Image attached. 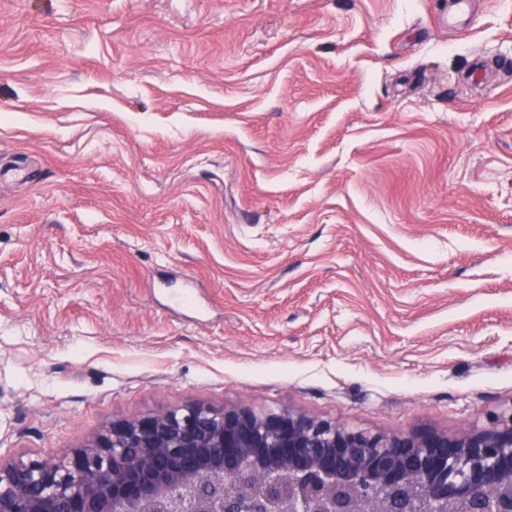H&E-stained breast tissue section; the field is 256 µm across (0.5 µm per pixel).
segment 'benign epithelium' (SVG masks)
I'll list each match as a JSON object with an SVG mask.
<instances>
[{
  "label": "benign epithelium",
  "instance_id": "1",
  "mask_svg": "<svg viewBox=\"0 0 512 512\" xmlns=\"http://www.w3.org/2000/svg\"><path fill=\"white\" fill-rule=\"evenodd\" d=\"M0 512H512V402L448 435L193 404L0 456Z\"/></svg>",
  "mask_w": 512,
  "mask_h": 512
}]
</instances>
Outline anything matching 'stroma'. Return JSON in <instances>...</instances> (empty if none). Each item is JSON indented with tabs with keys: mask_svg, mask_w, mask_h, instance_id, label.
Instances as JSON below:
<instances>
[{
	"mask_svg": "<svg viewBox=\"0 0 512 512\" xmlns=\"http://www.w3.org/2000/svg\"><path fill=\"white\" fill-rule=\"evenodd\" d=\"M451 11L0 0V454L193 403L454 433L512 400V0Z\"/></svg>",
	"mask_w": 512,
	"mask_h": 512,
	"instance_id": "obj_1",
	"label": "stroma"
}]
</instances>
